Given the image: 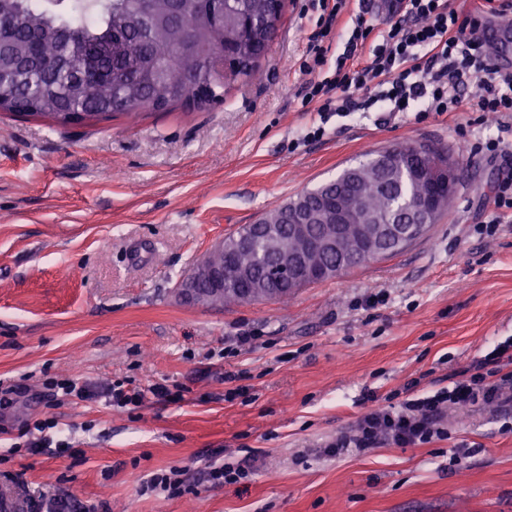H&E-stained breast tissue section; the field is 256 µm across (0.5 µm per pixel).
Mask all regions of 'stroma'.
I'll return each mask as SVG.
<instances>
[{
    "label": "stroma",
    "instance_id": "stroma-1",
    "mask_svg": "<svg viewBox=\"0 0 512 512\" xmlns=\"http://www.w3.org/2000/svg\"><path fill=\"white\" fill-rule=\"evenodd\" d=\"M286 0L279 33L246 82L203 110L148 109L87 126L0 112V493L64 512H512V407L448 411V436L341 459L321 443L350 429L365 390L447 386L512 336V220L478 234L501 165L476 154L493 112L321 121L297 94L312 18ZM324 127L322 138L309 131ZM460 162L449 207L426 235L275 299L205 306L176 285L213 242L393 144ZM384 293L383 305L367 298ZM252 337L249 345L239 344ZM234 382H227V375ZM50 378L146 389L116 409L46 389ZM239 387L228 397L230 387ZM50 418L72 454L14 451ZM467 443L472 453L451 461ZM248 448V481L214 485L209 464ZM171 467L188 490L146 483Z\"/></svg>",
    "mask_w": 512,
    "mask_h": 512
}]
</instances>
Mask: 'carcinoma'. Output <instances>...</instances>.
<instances>
[{
	"mask_svg": "<svg viewBox=\"0 0 512 512\" xmlns=\"http://www.w3.org/2000/svg\"><path fill=\"white\" fill-rule=\"evenodd\" d=\"M44 2L0 0V17L17 20L14 27L0 30V41L10 42L18 55L35 50L43 61L40 68L0 77V102L9 112L12 103L26 100L33 106L31 113L56 119L63 112L106 119L121 113L132 118L159 99L171 106L179 104L187 88L205 76L206 49L224 44L239 54L261 45L260 40H252L251 31L267 5V0H241L243 17L250 21L244 28L232 14L222 23L211 20L196 0L185 6L182 17L167 16L164 0H153L149 14L133 0H97L96 17L89 22L80 18L84 0H56L61 14L50 13ZM87 46L102 51L100 64L106 76L82 75L81 55ZM392 150L386 161L377 151L355 166L353 190L344 188L340 173L303 196L317 207L330 206L348 216L363 214L377 224L410 223L411 207L427 197L430 186L417 175L416 167L423 160L415 145H394ZM288 207L287 203L278 206L261 220L276 228L273 236L240 246L239 238L251 231L247 225L224 240L223 250L210 255L224 268L226 281L239 272L249 273L256 285L254 301L285 300L298 291L289 280L272 277L277 258L302 256L313 268L339 262L351 269L369 262L358 250L338 259L312 249L310 242L292 234L283 219Z\"/></svg>",
	"mask_w": 512,
	"mask_h": 512,
	"instance_id": "1",
	"label": "carcinoma"
}]
</instances>
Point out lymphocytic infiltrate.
<instances>
[{"label": "lymphocytic infiltrate", "mask_w": 512, "mask_h": 512, "mask_svg": "<svg viewBox=\"0 0 512 512\" xmlns=\"http://www.w3.org/2000/svg\"><path fill=\"white\" fill-rule=\"evenodd\" d=\"M317 12L308 50L299 66L298 94L304 103L340 117L355 112H455L462 89L478 81L472 109L512 117V68L489 63L475 17L451 8L449 0H386L379 21L371 0H309ZM340 28L343 51L332 54L324 40ZM376 44H369L371 34ZM48 388L82 401L106 399L124 408L145 395L170 398L167 386L150 391L102 389L71 379L51 380ZM512 404V337L497 342L474 360L471 372L448 387L396 401L367 393L355 425L323 448L328 456L384 445L414 448L448 434L452 407H504Z\"/></svg>", "instance_id": "lymphocytic-infiltrate-1"}]
</instances>
